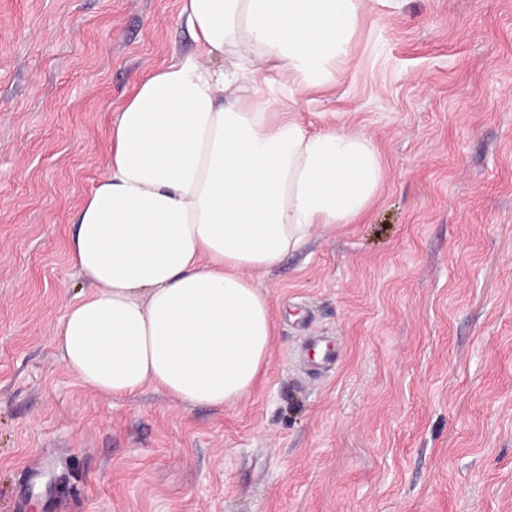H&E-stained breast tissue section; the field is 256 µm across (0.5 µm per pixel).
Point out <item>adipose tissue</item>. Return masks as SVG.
I'll return each instance as SVG.
<instances>
[{
  "label": "adipose tissue",
  "instance_id": "ef3b65f1",
  "mask_svg": "<svg viewBox=\"0 0 512 512\" xmlns=\"http://www.w3.org/2000/svg\"><path fill=\"white\" fill-rule=\"evenodd\" d=\"M364 4L183 0L197 50L117 113L69 244L92 289L56 343L84 387L119 399L150 383L220 409L265 373L275 328L254 275L354 223L382 183L366 132L311 134L276 110L345 75Z\"/></svg>",
  "mask_w": 512,
  "mask_h": 512
}]
</instances>
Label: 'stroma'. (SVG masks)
Instances as JSON below:
<instances>
[{"mask_svg":"<svg viewBox=\"0 0 512 512\" xmlns=\"http://www.w3.org/2000/svg\"><path fill=\"white\" fill-rule=\"evenodd\" d=\"M181 7L0 0V512H512V0H367L344 80L293 106L364 130L384 178L256 276L251 392L115 399L66 367L74 220L137 83L192 52Z\"/></svg>","mask_w":512,"mask_h":512,"instance_id":"stroma-1","label":"stroma"}]
</instances>
